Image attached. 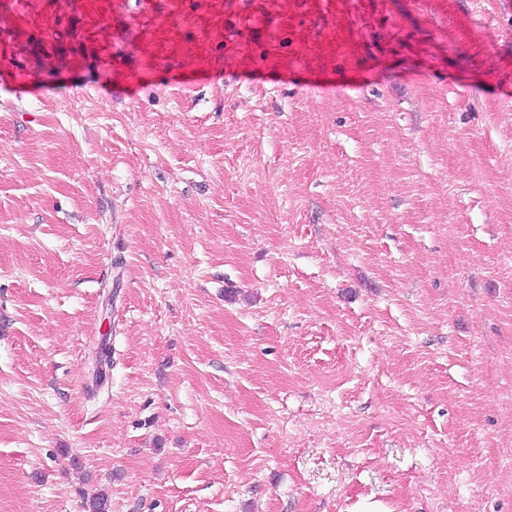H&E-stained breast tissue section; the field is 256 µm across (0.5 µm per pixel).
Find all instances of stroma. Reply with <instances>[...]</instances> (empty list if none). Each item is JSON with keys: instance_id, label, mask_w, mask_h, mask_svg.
<instances>
[{"instance_id": "stroma-1", "label": "stroma", "mask_w": 512, "mask_h": 512, "mask_svg": "<svg viewBox=\"0 0 512 512\" xmlns=\"http://www.w3.org/2000/svg\"><path fill=\"white\" fill-rule=\"evenodd\" d=\"M0 12V512H512V0Z\"/></svg>"}]
</instances>
